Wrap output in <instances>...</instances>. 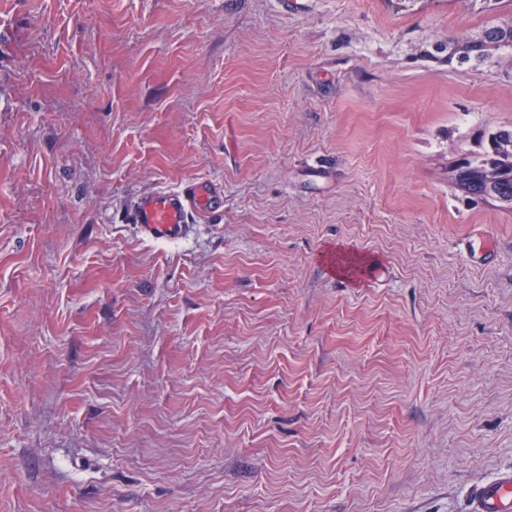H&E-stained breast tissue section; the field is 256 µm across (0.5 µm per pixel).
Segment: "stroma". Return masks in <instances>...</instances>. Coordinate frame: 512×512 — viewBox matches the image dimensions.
I'll use <instances>...</instances> for the list:
<instances>
[{
  "mask_svg": "<svg viewBox=\"0 0 512 512\" xmlns=\"http://www.w3.org/2000/svg\"><path fill=\"white\" fill-rule=\"evenodd\" d=\"M510 127L512 0H0V512H470L512 211L448 167ZM224 206V195L214 186L191 184L181 190H169L139 199L131 214V223L151 239L182 238L192 212H216Z\"/></svg>",
  "mask_w": 512,
  "mask_h": 512,
  "instance_id": "obj_1",
  "label": "stroma"
}]
</instances>
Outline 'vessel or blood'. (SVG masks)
<instances>
[{
	"label": "vessel or blood",
	"instance_id": "vessel-or-blood-1",
	"mask_svg": "<svg viewBox=\"0 0 512 512\" xmlns=\"http://www.w3.org/2000/svg\"><path fill=\"white\" fill-rule=\"evenodd\" d=\"M224 196L216 187L201 183L139 199L131 214L141 233L151 239L184 237L191 213L222 209ZM471 512H512V471L479 488L473 495Z\"/></svg>",
	"mask_w": 512,
	"mask_h": 512
}]
</instances>
